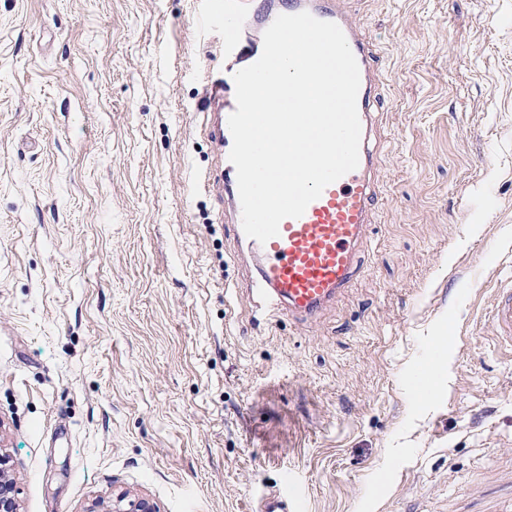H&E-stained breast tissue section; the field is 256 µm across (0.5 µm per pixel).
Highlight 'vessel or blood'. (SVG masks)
<instances>
[{
    "mask_svg": "<svg viewBox=\"0 0 512 512\" xmlns=\"http://www.w3.org/2000/svg\"><path fill=\"white\" fill-rule=\"evenodd\" d=\"M310 13L336 23L344 32L357 60L360 88L357 107L361 122L359 164L355 170L328 185L302 216L284 219L279 234L259 243L246 237L242 227L237 173L227 151L232 147L228 118L236 109V71L258 60L262 32L282 14ZM223 38L213 53L208 70L209 97L206 126L224 148L219 159L225 206L217 221L231 225L234 237L258 254L250 286L268 312H279L306 321L347 288L357 269L363 244L380 190L374 178L379 141L375 125V94L372 76L378 57L338 7L337 0H221ZM491 323L501 347L512 351V288L501 287Z\"/></svg>",
    "mask_w": 512,
    "mask_h": 512,
    "instance_id": "b4317fda",
    "label": "vessel or blood"
}]
</instances>
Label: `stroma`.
<instances>
[{"instance_id":"stroma-1","label":"stroma","mask_w":512,"mask_h":512,"mask_svg":"<svg viewBox=\"0 0 512 512\" xmlns=\"http://www.w3.org/2000/svg\"><path fill=\"white\" fill-rule=\"evenodd\" d=\"M381 63L349 288L261 316L203 181L206 0H0V453L19 512L512 499V0H343ZM511 285L500 288L492 312L491 323L495 337L504 349L512 351V289ZM88 512H160V510L148 498L137 497L129 499L127 495L122 494L115 501H112V504L96 503Z\"/></svg>"}]
</instances>
